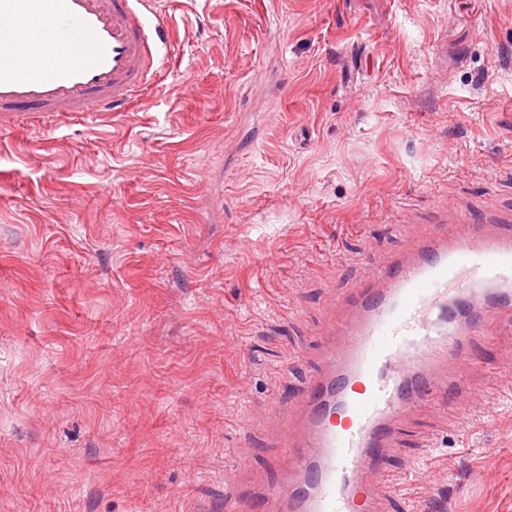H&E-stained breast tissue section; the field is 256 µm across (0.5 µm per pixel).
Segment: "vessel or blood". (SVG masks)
Instances as JSON below:
<instances>
[{
	"label": "vessel or blood",
	"mask_w": 512,
	"mask_h": 512,
	"mask_svg": "<svg viewBox=\"0 0 512 512\" xmlns=\"http://www.w3.org/2000/svg\"><path fill=\"white\" fill-rule=\"evenodd\" d=\"M171 32L162 0H0V120L121 115L152 83ZM349 295L286 434L273 512H385L394 420L444 400L437 373L487 318L512 312V225H440L410 239Z\"/></svg>",
	"instance_id": "1"
}]
</instances>
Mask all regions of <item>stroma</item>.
I'll return each mask as SVG.
<instances>
[{
    "label": "stroma",
    "instance_id": "35a3bbf8",
    "mask_svg": "<svg viewBox=\"0 0 512 512\" xmlns=\"http://www.w3.org/2000/svg\"><path fill=\"white\" fill-rule=\"evenodd\" d=\"M123 115L0 127V512H224L342 296L512 225V0H166ZM396 424L388 512H512V314Z\"/></svg>",
    "mask_w": 512,
    "mask_h": 512
}]
</instances>
